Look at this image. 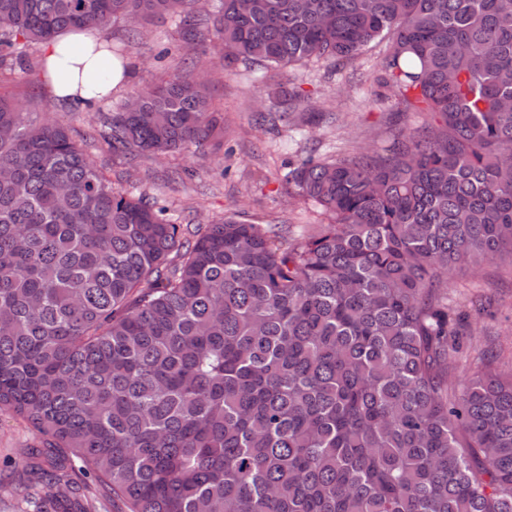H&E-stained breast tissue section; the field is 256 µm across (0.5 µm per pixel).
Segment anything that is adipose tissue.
I'll return each instance as SVG.
<instances>
[{
	"instance_id": "1",
	"label": "adipose tissue",
	"mask_w": 512,
	"mask_h": 512,
	"mask_svg": "<svg viewBox=\"0 0 512 512\" xmlns=\"http://www.w3.org/2000/svg\"><path fill=\"white\" fill-rule=\"evenodd\" d=\"M103 43L95 28L63 32L44 43L42 60L55 96L94 102L126 79V64L103 50Z\"/></svg>"
}]
</instances>
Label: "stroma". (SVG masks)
I'll return each instance as SVG.
<instances>
[{"mask_svg":"<svg viewBox=\"0 0 512 512\" xmlns=\"http://www.w3.org/2000/svg\"><path fill=\"white\" fill-rule=\"evenodd\" d=\"M126 25L116 21L108 33L124 51L129 66L125 83L110 100L84 111L51 100L42 76L40 45L27 49L30 71L16 73L0 91L21 100L29 118L49 117L63 124L72 139L96 166L121 180L133 196L147 195L164 205L174 223L204 225L229 214L249 224H269L297 235L320 223L318 207L296 197L282 179L287 155L310 153L326 157L344 151L379 149L395 134L420 127L425 117L417 112L395 114L376 101L371 78L382 57L381 46L368 48L360 58L365 80L350 88L341 74L326 66L263 69V81H253L245 69L229 74L221 69L217 42L194 45L183 54L158 59L163 47L180 43L178 22L156 17L145 23L138 39H124ZM179 69L207 76L208 90L217 112L224 117V135L166 157L141 155L134 159L113 156L102 136L103 122L113 105L124 102L161 76ZM304 89L316 112L314 124L296 132L285 122H272L268 94L287 79ZM448 301L468 315L467 334L460 337L462 354L493 344L496 360L512 363V263L497 262L477 270L454 274L448 282ZM43 438L24 420L0 411V512H29L22 485L31 449Z\"/></svg>","mask_w":512,"mask_h":512,"instance_id":"obj_1","label":"stroma"}]
</instances>
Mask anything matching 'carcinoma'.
<instances>
[{"mask_svg":"<svg viewBox=\"0 0 512 512\" xmlns=\"http://www.w3.org/2000/svg\"><path fill=\"white\" fill-rule=\"evenodd\" d=\"M182 3L0 0V65ZM213 29L227 72L342 69L383 42L392 111L435 122L288 162L326 219L291 239L234 215L190 232L0 94V410L45 441L32 512H512V372L458 381L444 290L512 262V0H216ZM269 99L313 124L299 87ZM216 133L182 74L108 122L123 157Z\"/></svg>","mask_w":512,"mask_h":512,"instance_id":"carcinoma-1","label":"carcinoma"}]
</instances>
